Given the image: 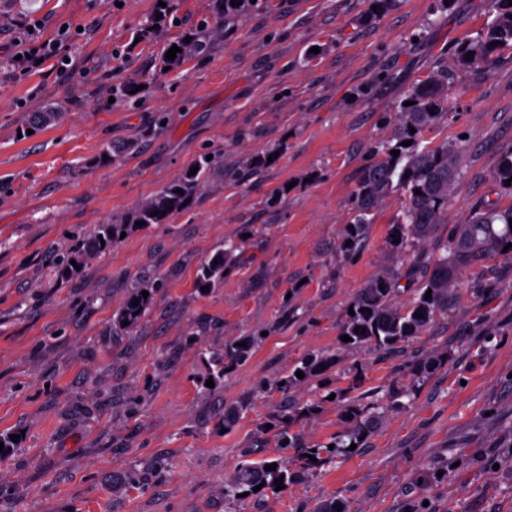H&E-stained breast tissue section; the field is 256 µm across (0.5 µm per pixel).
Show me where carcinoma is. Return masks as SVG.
<instances>
[{
	"label": "carcinoma",
	"mask_w": 512,
	"mask_h": 512,
	"mask_svg": "<svg viewBox=\"0 0 512 512\" xmlns=\"http://www.w3.org/2000/svg\"><path fill=\"white\" fill-rule=\"evenodd\" d=\"M494 17L486 25L480 36L460 43L457 61L462 67L481 69L492 66L499 54L512 49V6L509 0H493ZM180 52L172 61L162 60L165 67H173L185 53L195 50L202 52L206 45L191 39L179 42ZM449 74L436 73L426 80L414 84L408 91L406 100L410 106H399L394 117L395 132L391 140L376 152V158L361 172L355 191V214L345 250H354L363 239L368 225L383 201L392 193L403 195L401 214L393 223L389 244L394 249L411 246L414 248L433 237L438 228L448 225L445 237L437 252L428 261L416 260L413 266H422L420 287L414 290L413 297L404 305L398 306L394 297L401 287L400 278L390 273H380L361 289L354 305V314L348 316L341 334L351 338L349 346L370 345L385 354H392L399 344L417 335L439 315L448 314V293L461 271L476 268L493 253L503 250L512 243V204L503 206L497 200L482 202L461 224H448V198L454 184L462 177L459 165V148L443 143L435 147L420 146L424 132L448 117ZM415 133H410V129ZM411 145L404 146L402 142ZM399 151L394 156L391 151ZM194 165L195 174L184 171L176 180L159 191L134 214L120 224L100 225L98 236L88 241L84 253L94 254L107 249L120 240L121 233L128 232L129 226L137 221L145 224H165L176 211L193 201L204 186L212 171L224 168V156L212 154V159L201 155ZM512 154L501 157L495 172L496 183L512 193ZM420 194H415V191ZM238 249L230 247L215 255L218 263L208 261L201 268L198 286L218 287L224 281V261L226 255ZM430 298H425L426 292ZM148 299L142 292L131 294L118 316L117 323L128 321L133 326L144 313ZM246 346L236 345L232 340L224 345V355L217 359L218 374H224L228 364L246 361L251 353L253 340H244ZM334 359L324 354L308 357L301 371L304 375L322 373L333 366ZM381 406L362 407L351 405L345 419L347 427L343 434L336 436L332 444L314 447H300L299 435L290 429L292 416L281 415L280 426L275 434V447L296 448L295 457L274 460L276 469L267 471V462L243 463L227 484V495L235 496L253 492V488L264 484V488L274 492L278 487L275 480L283 478V485L297 481L304 474L317 467L329 465L341 453L349 451L351 444L361 447L362 438L372 428Z\"/></svg>",
	"instance_id": "obj_1"
}]
</instances>
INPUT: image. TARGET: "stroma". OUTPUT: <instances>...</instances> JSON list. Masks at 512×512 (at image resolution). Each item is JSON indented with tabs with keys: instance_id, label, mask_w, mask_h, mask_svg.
<instances>
[{
	"instance_id": "1",
	"label": "stroma",
	"mask_w": 512,
	"mask_h": 512,
	"mask_svg": "<svg viewBox=\"0 0 512 512\" xmlns=\"http://www.w3.org/2000/svg\"><path fill=\"white\" fill-rule=\"evenodd\" d=\"M158 3L0 0V512H316L331 498L351 512H512V254L485 262L480 291L461 273L447 316L400 353L339 342L361 288L412 260L387 242L398 192L356 253L340 245L360 172L414 84L454 72L448 119L424 133L462 148L449 224L481 201L512 203L494 181L512 152V50L456 65L490 0H392L379 15L372 0H253L229 26L216 0H171L162 20ZM64 31L57 57L10 65L15 39ZM189 35L209 53L163 70L164 49ZM121 80L140 89L111 101ZM50 106L60 119L33 128ZM109 143L132 149L100 162ZM206 152L224 167L190 207L55 275ZM240 238L223 284L198 288L202 264ZM136 287L149 308L116 328ZM247 336L249 359L217 375L225 342ZM317 353L333 367L280 392ZM426 358L435 367L411 376ZM399 389L363 447L283 491L225 495L239 462L281 457L286 402L303 410L302 443L323 445L353 399Z\"/></svg>"
}]
</instances>
